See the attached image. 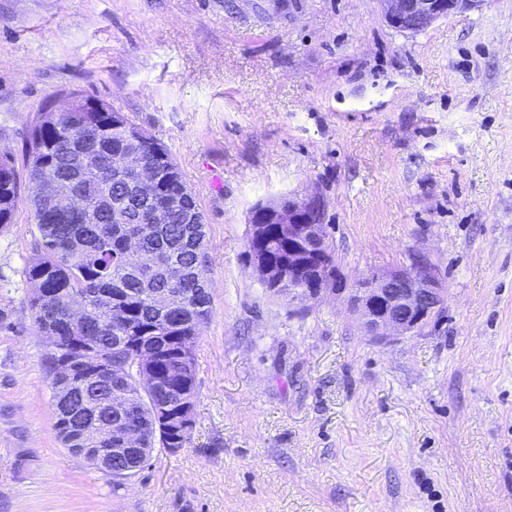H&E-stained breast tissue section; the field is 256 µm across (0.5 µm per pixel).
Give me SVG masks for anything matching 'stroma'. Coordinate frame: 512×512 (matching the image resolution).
I'll return each mask as SVG.
<instances>
[{
  "label": "stroma",
  "mask_w": 512,
  "mask_h": 512,
  "mask_svg": "<svg viewBox=\"0 0 512 512\" xmlns=\"http://www.w3.org/2000/svg\"><path fill=\"white\" fill-rule=\"evenodd\" d=\"M109 102L168 150L206 230L189 444L118 480L55 428L25 268L0 228V512H512V0L418 34L379 0H0V153L37 112ZM320 192L347 280L427 251L448 292L379 344L301 317L245 255L260 202Z\"/></svg>",
  "instance_id": "obj_1"
}]
</instances>
